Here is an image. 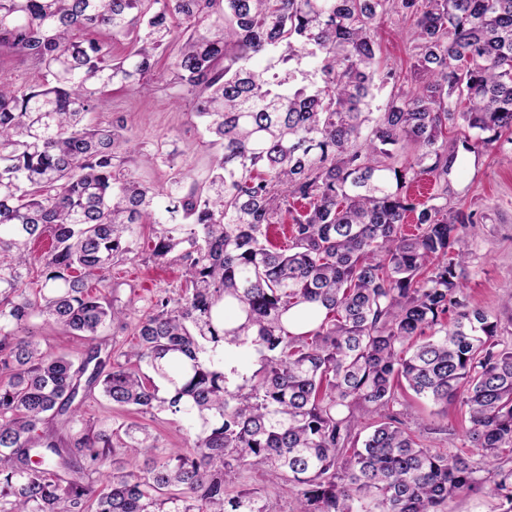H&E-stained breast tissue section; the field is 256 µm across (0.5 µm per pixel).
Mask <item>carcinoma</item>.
I'll return each instance as SVG.
<instances>
[{"mask_svg": "<svg viewBox=\"0 0 512 512\" xmlns=\"http://www.w3.org/2000/svg\"><path fill=\"white\" fill-rule=\"evenodd\" d=\"M393 14L414 21L419 84L373 112L374 90L396 81L375 38ZM100 30L132 49L113 56L89 37ZM3 54L45 82L0 78V512H271L256 491L228 493L247 468L291 486L296 512H447L478 490L512 512V348L464 301L447 136L464 123L472 152L512 135V0H0ZM153 84L179 89L218 147L201 187L140 183L124 124L92 122L110 88ZM421 177L437 190L416 202L404 188ZM292 201L307 208L282 249L267 231ZM146 222L152 256L185 262L184 292L157 302L109 369L99 347L78 365L44 350L33 317L94 340L125 315L88 280ZM227 301L244 315L230 332ZM305 302L324 317L293 335L283 316ZM221 342L260 367L231 384ZM98 386L178 417L191 450L140 467L155 444L138 427H82L65 445L41 428L78 423L74 401ZM405 387L465 406L483 465L424 447L393 412Z\"/></svg>", "mask_w": 512, "mask_h": 512, "instance_id": "1", "label": "carcinoma"}]
</instances>
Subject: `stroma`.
Masks as SVG:
<instances>
[{"mask_svg":"<svg viewBox=\"0 0 512 512\" xmlns=\"http://www.w3.org/2000/svg\"><path fill=\"white\" fill-rule=\"evenodd\" d=\"M410 27L409 19L393 15L377 30L380 64L401 74V87L405 90L415 84ZM175 96V90L153 87L114 90L107 95L103 111L94 116L95 122L102 125L123 119L136 148L126 167L136 179L159 191L166 190L177 177L189 183H204L216 153L201 120L190 107L177 105ZM448 201L471 218L463 231L470 250L466 301L497 320L502 345L512 347V144L503 143L490 152L459 154L448 175ZM153 236L151 225L138 226L132 253L114 266L109 286L102 291L103 296L126 310L121 321L101 332L102 353L116 355L135 343L140 319L160 298L176 296L184 286L182 261L161 262L151 256ZM29 330L43 349L67 355L78 363L87 358L92 348L87 338L41 317L30 320ZM393 410L426 448L444 454L468 451L462 406L455 404L444 411L402 391ZM81 413L98 429L122 423L145 426L160 455L190 446L184 422L165 412L142 414L114 406L98 390L84 400ZM236 486L260 490L272 512H294L292 490L283 483L271 485L261 470L241 471Z\"/></svg>","mask_w":512,"mask_h":512,"instance_id":"stroma-1","label":"stroma"}]
</instances>
